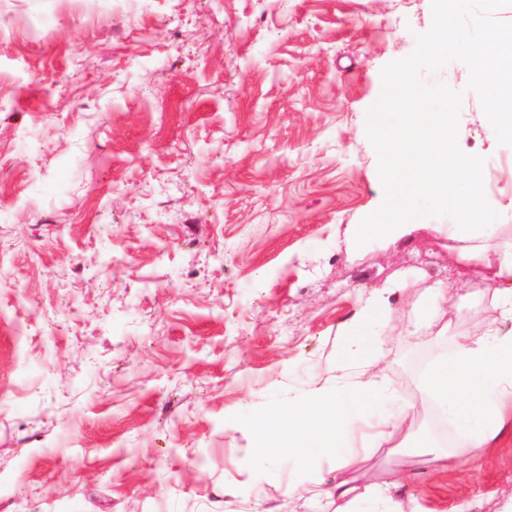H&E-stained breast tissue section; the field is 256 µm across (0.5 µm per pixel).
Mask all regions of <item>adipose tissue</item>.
Segmentation results:
<instances>
[{
    "instance_id": "ef3b65f1",
    "label": "adipose tissue",
    "mask_w": 512,
    "mask_h": 512,
    "mask_svg": "<svg viewBox=\"0 0 512 512\" xmlns=\"http://www.w3.org/2000/svg\"><path fill=\"white\" fill-rule=\"evenodd\" d=\"M469 259L500 285L481 336L433 329L447 293L437 284L431 288V308L413 313L415 342L397 344L386 354L372 350L365 339L380 327L379 316L394 290L389 284L347 325L348 340L339 351L346 365L334 380L270 390L239 413L237 422L251 433L257 465L289 468L284 495L334 498L336 512H356L361 503L368 512H399L393 498L397 482L359 487L350 475L368 450L378 447L385 429H402L407 419L402 396L383 378L381 364L387 359L410 370L434 417L433 425L418 432L416 447L433 449L441 470L466 471L483 458L487 443L512 421V242L480 246ZM327 468L336 473L330 488L323 485Z\"/></svg>"
}]
</instances>
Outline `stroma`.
<instances>
[{"label": "stroma", "instance_id": "obj_1", "mask_svg": "<svg viewBox=\"0 0 512 512\" xmlns=\"http://www.w3.org/2000/svg\"><path fill=\"white\" fill-rule=\"evenodd\" d=\"M431 0H0V498L15 512H333L283 496L236 425L333 375L343 326L396 279L373 342L429 289L482 334L495 286L433 218L356 246L382 203L366 113ZM457 143L512 239V150L469 70ZM394 433L363 486L403 512H499L512 432L479 470Z\"/></svg>", "mask_w": 512, "mask_h": 512}]
</instances>
